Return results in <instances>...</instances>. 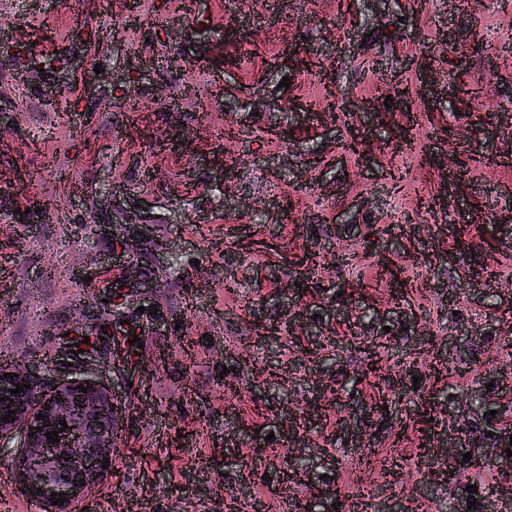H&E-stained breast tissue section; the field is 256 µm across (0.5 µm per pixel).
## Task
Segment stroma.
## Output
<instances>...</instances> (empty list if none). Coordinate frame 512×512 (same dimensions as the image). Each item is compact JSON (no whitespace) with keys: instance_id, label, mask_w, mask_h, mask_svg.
Returning <instances> with one entry per match:
<instances>
[{"instance_id":"1","label":"stroma","mask_w":512,"mask_h":512,"mask_svg":"<svg viewBox=\"0 0 512 512\" xmlns=\"http://www.w3.org/2000/svg\"><path fill=\"white\" fill-rule=\"evenodd\" d=\"M134 277L75 512H444L424 461L512 404V6L0 0V353L49 363ZM13 451L0 512H43Z\"/></svg>"}]
</instances>
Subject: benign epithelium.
<instances>
[{
    "label": "benign epithelium",
    "mask_w": 512,
    "mask_h": 512,
    "mask_svg": "<svg viewBox=\"0 0 512 512\" xmlns=\"http://www.w3.org/2000/svg\"><path fill=\"white\" fill-rule=\"evenodd\" d=\"M18 384L47 390L40 407L20 398L14 421L0 416V439L19 437L12 457L17 483L48 512H71L105 474L102 463L112 459L121 437V406L93 353L77 356L68 348L50 365L26 360L1 365L0 388ZM52 430L58 431L55 443L46 439ZM63 497V504H54Z\"/></svg>",
    "instance_id": "1"
}]
</instances>
